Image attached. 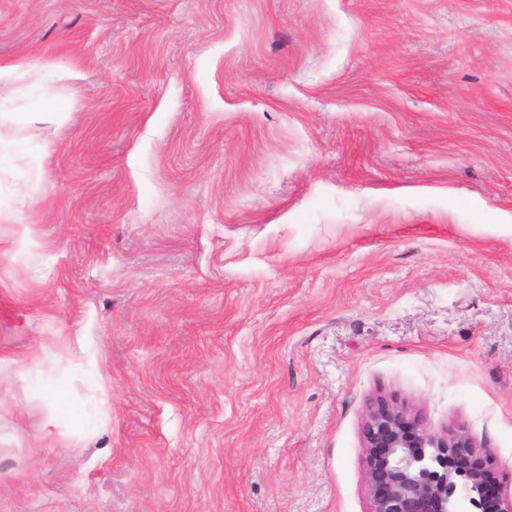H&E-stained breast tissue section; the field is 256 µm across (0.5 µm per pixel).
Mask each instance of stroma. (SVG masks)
Instances as JSON below:
<instances>
[{
  "mask_svg": "<svg viewBox=\"0 0 512 512\" xmlns=\"http://www.w3.org/2000/svg\"><path fill=\"white\" fill-rule=\"evenodd\" d=\"M16 60L81 78L0 83V512H368L380 395L512 473V0H0Z\"/></svg>",
  "mask_w": 512,
  "mask_h": 512,
  "instance_id": "1",
  "label": "stroma"
}]
</instances>
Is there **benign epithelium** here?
I'll return each instance as SVG.
<instances>
[{
	"label": "benign epithelium",
	"mask_w": 512,
	"mask_h": 512,
	"mask_svg": "<svg viewBox=\"0 0 512 512\" xmlns=\"http://www.w3.org/2000/svg\"><path fill=\"white\" fill-rule=\"evenodd\" d=\"M369 512H512L495 450L458 427L431 432L416 414L376 398L362 424Z\"/></svg>",
	"instance_id": "1"
}]
</instances>
